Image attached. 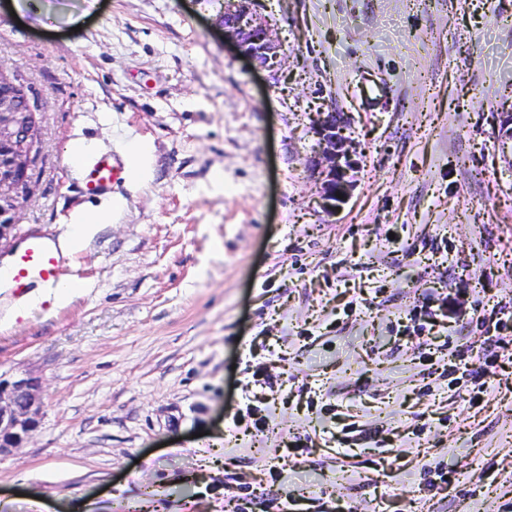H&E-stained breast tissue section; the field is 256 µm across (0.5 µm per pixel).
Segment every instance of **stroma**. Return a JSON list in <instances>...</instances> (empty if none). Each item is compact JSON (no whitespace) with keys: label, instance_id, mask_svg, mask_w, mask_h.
<instances>
[{"label":"stroma","instance_id":"obj_1","mask_svg":"<svg viewBox=\"0 0 512 512\" xmlns=\"http://www.w3.org/2000/svg\"><path fill=\"white\" fill-rule=\"evenodd\" d=\"M259 5L284 40L273 75L225 41L220 0H0V69L41 112L18 240L104 216L66 260L84 285L67 303L7 325L0 291V372L46 378L39 428L0 456V512H224L239 476L247 512L287 494L295 512H512V366L473 406L453 370L490 312L512 342V0ZM328 104L361 146L333 217L307 173ZM77 140L125 166L142 145L145 177L84 195ZM354 286L366 303L337 311ZM442 296L457 311L421 344L411 319ZM261 363L283 384L269 428L236 429Z\"/></svg>","mask_w":512,"mask_h":512}]
</instances>
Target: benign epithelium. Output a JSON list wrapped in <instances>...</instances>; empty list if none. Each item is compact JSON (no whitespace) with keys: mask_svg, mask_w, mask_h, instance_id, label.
Here are the masks:
<instances>
[{"mask_svg":"<svg viewBox=\"0 0 512 512\" xmlns=\"http://www.w3.org/2000/svg\"><path fill=\"white\" fill-rule=\"evenodd\" d=\"M257 0H224V38L259 70L281 66V44L274 28L256 9ZM39 107L21 80L0 70V250L15 237V215L32 196L40 140ZM348 117L321 110L310 125L316 146L310 175L322 210L336 215L356 188L358 144L346 135ZM45 378L28 367L0 372V455L23 446L39 427Z\"/></svg>","mask_w":512,"mask_h":512,"instance_id":"benign-epithelium-1","label":"benign epithelium"}]
</instances>
